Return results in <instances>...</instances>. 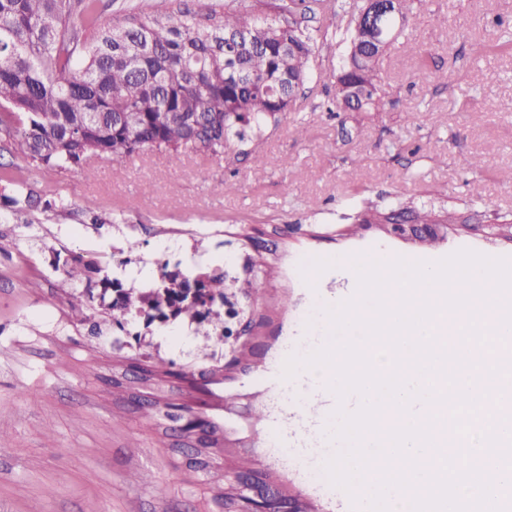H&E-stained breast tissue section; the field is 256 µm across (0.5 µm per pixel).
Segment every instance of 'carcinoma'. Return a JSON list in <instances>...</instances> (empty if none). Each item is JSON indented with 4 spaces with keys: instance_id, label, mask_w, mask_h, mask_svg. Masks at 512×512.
Masks as SVG:
<instances>
[{
    "instance_id": "1",
    "label": "carcinoma",
    "mask_w": 512,
    "mask_h": 512,
    "mask_svg": "<svg viewBox=\"0 0 512 512\" xmlns=\"http://www.w3.org/2000/svg\"><path fill=\"white\" fill-rule=\"evenodd\" d=\"M197 7L128 14L103 23L101 0H0V133L7 149L34 168L91 161L118 162L143 148L168 153L172 161L190 150L220 155L232 141L260 137L291 110L315 57V41L295 15L311 10L307 0H261L232 7L222 0H196ZM398 37L374 40L353 20L347 53L336 73V109L372 112L382 103L378 72ZM8 202L21 211L63 205L36 192ZM161 277L146 289L124 288L120 278L99 294L100 332L113 322L141 319L163 329L180 323L203 337L198 360L210 381L224 372V305L233 285L219 265L186 274L166 260ZM66 280L85 283L93 296V264L79 258L62 269ZM195 282L193 298L178 296L182 282ZM172 363L157 356L140 368L144 415L172 418L174 405L158 396L160 383L178 378ZM205 423L207 447L196 464L210 467L211 449L232 463L227 440Z\"/></svg>"
}]
</instances>
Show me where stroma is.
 I'll return each instance as SVG.
<instances>
[{"label": "stroma", "mask_w": 512, "mask_h": 512, "mask_svg": "<svg viewBox=\"0 0 512 512\" xmlns=\"http://www.w3.org/2000/svg\"><path fill=\"white\" fill-rule=\"evenodd\" d=\"M361 4L331 0L328 14L306 16L312 75L261 140L220 156L188 152L177 163L155 148L65 169L0 155V176L64 201L56 212L23 213L0 202V512H222L211 486L223 465L199 470L176 423L144 417L139 399L112 385L131 343L181 368L199 337L136 320L91 335L97 302L86 323L69 314L74 286L62 266L73 256L99 257L101 277L133 288L157 280L171 256L185 270L218 258L228 277L241 278L253 249L225 244V233L234 224L261 230L274 269L253 305L256 368H232L205 398L176 380L164 387L174 404L241 438L242 408L267 407L279 394L267 374L310 315L313 262L336 266L378 242L403 255L435 244L512 254L511 242L487 232L512 220V51L498 47L512 36V0H412L381 64L383 108L335 112L345 34ZM219 181L236 192L213 194ZM420 208L441 214L448 233L400 239L354 226L364 210ZM97 215L106 225L92 224ZM127 236L140 247L121 267L112 253ZM265 473L313 512H345V492L327 489L322 465L305 471L276 454Z\"/></svg>", "instance_id": "1"}]
</instances>
